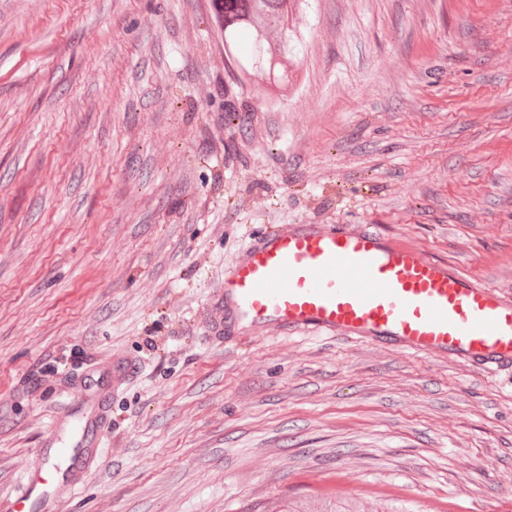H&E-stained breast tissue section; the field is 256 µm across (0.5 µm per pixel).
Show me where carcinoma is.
Instances as JSON below:
<instances>
[{"mask_svg": "<svg viewBox=\"0 0 512 512\" xmlns=\"http://www.w3.org/2000/svg\"><path fill=\"white\" fill-rule=\"evenodd\" d=\"M214 17L224 33V55L236 65L235 76L261 95L288 81L283 64L288 50H298L289 27L294 0H213ZM251 35L250 54L237 56L241 32Z\"/></svg>", "mask_w": 512, "mask_h": 512, "instance_id": "carcinoma-1", "label": "carcinoma"}]
</instances>
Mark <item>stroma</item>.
<instances>
[{
  "label": "stroma",
  "instance_id": "stroma-1",
  "mask_svg": "<svg viewBox=\"0 0 512 512\" xmlns=\"http://www.w3.org/2000/svg\"><path fill=\"white\" fill-rule=\"evenodd\" d=\"M288 92L211 0H0V512L118 355L62 512H512V372L206 336L269 224H380L512 295V0H297ZM137 366L131 360L113 357L112 362L100 369L98 373V388L103 390L106 387H118L134 376Z\"/></svg>",
  "mask_w": 512,
  "mask_h": 512
}]
</instances>
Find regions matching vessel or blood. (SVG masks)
<instances>
[{
    "instance_id": "b4317fda",
    "label": "vessel or blood",
    "mask_w": 512,
    "mask_h": 512,
    "mask_svg": "<svg viewBox=\"0 0 512 512\" xmlns=\"http://www.w3.org/2000/svg\"><path fill=\"white\" fill-rule=\"evenodd\" d=\"M211 307L218 317L208 331L225 340L265 328L347 336L489 373L512 370V297L378 224L266 225L228 266ZM136 372L134 362L113 358L98 386H120ZM102 413L100 401L91 402L68 438L41 456L80 466L100 455ZM52 491L30 471L16 496L21 512H34Z\"/></svg>"
}]
</instances>
